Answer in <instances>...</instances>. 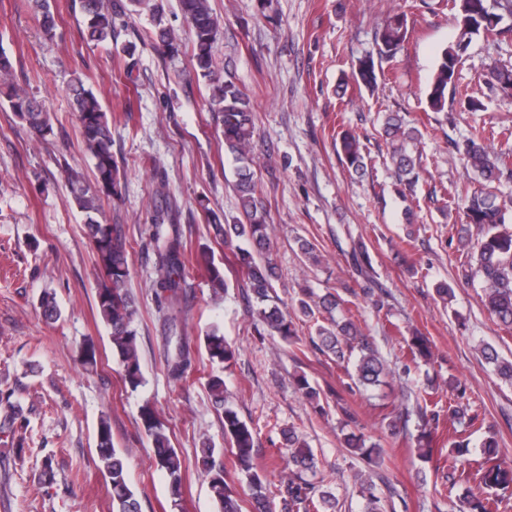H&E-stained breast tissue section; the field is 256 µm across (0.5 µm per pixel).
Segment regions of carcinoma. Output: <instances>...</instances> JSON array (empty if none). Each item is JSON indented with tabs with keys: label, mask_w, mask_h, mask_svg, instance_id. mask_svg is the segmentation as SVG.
<instances>
[{
	"label": "carcinoma",
	"mask_w": 512,
	"mask_h": 512,
	"mask_svg": "<svg viewBox=\"0 0 512 512\" xmlns=\"http://www.w3.org/2000/svg\"><path fill=\"white\" fill-rule=\"evenodd\" d=\"M34 12L40 16L44 31L52 33L56 27L54 5L51 0H30ZM132 11L148 12L151 29L149 38L162 49H175V35L167 22L162 0H129ZM182 17L186 22L192 43V60L196 75L209 85L208 106L221 117L224 152L237 163L236 190L242 219L233 224H223L212 219L214 237L229 247L238 264L245 269L247 281L244 288L254 304V314L263 329L291 341L296 338L295 324L288 311L280 308L274 296L273 281L277 278L276 265L271 258L268 229V209L258 188L253 170L251 142L255 133V112L249 95L235 82L216 72L213 51L221 30L210 7V0H179ZM496 10H491L488 0H453L457 11L458 35L453 44L445 48L439 58L427 90V103L431 111H448V102L458 94L455 74L462 58L473 40L489 35L512 33V26H501L504 17L512 18V0H495ZM83 29L82 37L88 42L110 44L114 37L112 2L110 0H80ZM407 18L396 14L376 33L375 46L358 59L351 77L358 84L375 88L382 61L393 57L407 40ZM13 63L5 50L0 48V84L7 89L5 97L13 112L38 136L44 138L54 133L51 115L42 101L29 96L11 82ZM484 83L494 93H509L512 87V69L496 63L490 65L483 76ZM72 109L76 112L84 151L94 161L95 184H85L83 173L68 170L71 202L85 213V234L92 247L102 278L97 288V307L103 322L110 329L112 355L116 357L126 384L133 390L142 386L138 332L134 316L136 309L127 283L130 277L128 241L121 230L106 222L102 202L118 194V165L112 154V128L102 104L94 91L85 86L79 75L68 84ZM383 136L389 145V159L399 180L411 187L418 179L419 156L413 148L420 142L422 132L409 125L397 112L386 114L382 123ZM494 136L484 129L474 130L462 143L456 145L458 160L478 178L481 187L470 190L452 186L448 195L461 202L459 206L458 240L468 247L469 261L461 267V279L466 283H479L484 306L501 325L512 328V197L503 194L499 185L512 179V150L494 151ZM336 149L347 170L359 177L368 172L366 156L359 136L348 129L336 132ZM169 210L162 209L155 216V243L157 288L171 306L178 305L187 294L190 255L186 242L177 233L164 228ZM205 265L211 286L215 290L228 288L224 266L215 264L214 257L206 252L196 254ZM346 301L330 291L316 295L304 292L298 310L306 317L323 311L328 314V324L316 329L312 344L322 353L346 362L354 368L355 383L364 389L382 385L389 373L386 362L370 345L360 328L349 318H337ZM42 317L47 322L56 321L61 312L55 295L45 292L40 298ZM204 349L211 362L229 363L235 358V348L224 338L219 327L211 326L203 336ZM167 370L174 381L184 378L192 368L194 355L183 347L178 333L166 338ZM407 352L400 362L402 374L410 375L420 362L432 358L427 338L414 334L406 341ZM477 352L493 366L500 378L512 383V361L500 357L498 350L488 342H480ZM209 391L216 407L222 410V435L231 448L239 470L245 474L255 512H270L266 478L253 467L255 447L254 428L243 420L224 399V379L214 376L209 381ZM438 403L427 400L402 404L388 422L392 435H404L415 442L420 456L429 461L432 455L433 426L439 424ZM415 429H410V423ZM139 427L151 443L157 467L164 471L169 482L173 506L179 507L183 488V462L174 448L167 427L159 419L155 408L148 402L139 411ZM283 445L288 448L294 469L281 477L278 494L283 512H336L338 499L306 477L315 467L312 450L298 442L291 429L281 431ZM344 444L353 448L379 465L383 461L380 444L370 441L364 433L350 432ZM483 461L474 469L479 483L491 490L486 497L459 496L458 480L470 465L469 441H454L448 449V499L460 502L459 512H499L503 502L512 498V467L499 458L498 441L494 434L483 438ZM96 455L100 469L109 479L112 512H141L140 502L128 479L125 458L115 448L112 429L107 418L100 419L97 431ZM224 449L209 443L200 449V469L208 479L210 495L217 512H241L237 492L229 482V475L222 463ZM362 512H384L382 498L369 482H361Z\"/></svg>",
	"instance_id": "carcinoma-1"
}]
</instances>
